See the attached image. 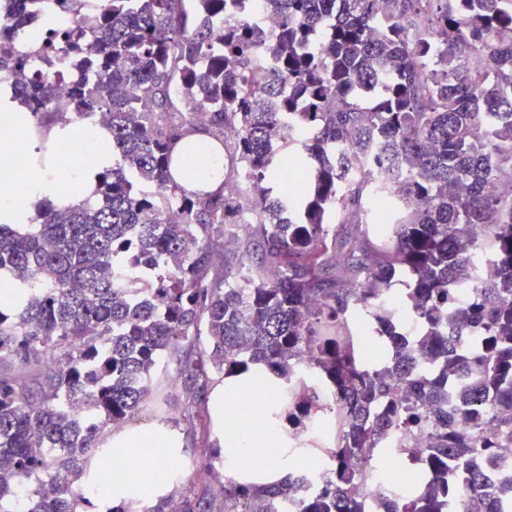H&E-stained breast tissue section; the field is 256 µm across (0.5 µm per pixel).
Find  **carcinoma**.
<instances>
[{"label": "carcinoma", "mask_w": 512, "mask_h": 512, "mask_svg": "<svg viewBox=\"0 0 512 512\" xmlns=\"http://www.w3.org/2000/svg\"><path fill=\"white\" fill-rule=\"evenodd\" d=\"M23 2L4 5L0 76L31 112V168L56 151L53 129L83 125L85 109L103 117L112 163L82 201L46 199L31 223H0V286L10 289L0 363L20 370L0 373V512H13L17 490L27 512H78L77 479L100 432L139 409L164 358L190 408L176 427L204 420L212 370L286 395L309 365L321 384L310 402L329 396L342 422L332 478L302 512H359L364 449L396 425L374 406L397 379L410 386L411 421L426 415L421 394L462 380L458 410L472 428L512 443V196L493 186L512 174V0H267L281 17L272 32L222 23L248 0H96L87 28L51 34L35 56L11 48ZM90 65L98 80L56 97L54 77ZM194 129L224 146L217 191L177 180L197 164L191 146L177 149ZM274 134L287 151L272 147ZM392 159L404 177L390 187L380 175ZM241 178L255 223L239 236ZM171 206L178 224L164 221ZM476 253L498 264V279L475 278ZM401 272L408 308L429 321L418 344L393 352L384 341L366 354L339 343L373 297L368 283ZM457 288L476 299L445 328L439 312ZM474 320L490 340L471 358L457 338ZM203 338L208 349L194 353ZM424 360L442 361V373L416 371ZM435 424L430 469L416 481L461 474L464 512H502L472 436L450 416ZM304 483L226 479L224 512H277ZM437 507L427 495L385 512ZM143 512L213 507L188 482Z\"/></svg>", "instance_id": "cac0c4a2"}]
</instances>
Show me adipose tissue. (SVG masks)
Returning <instances> with one entry per match:
<instances>
[{
    "instance_id": "adipose-tissue-1",
    "label": "adipose tissue",
    "mask_w": 512,
    "mask_h": 512,
    "mask_svg": "<svg viewBox=\"0 0 512 512\" xmlns=\"http://www.w3.org/2000/svg\"><path fill=\"white\" fill-rule=\"evenodd\" d=\"M19 146L13 137H0V222L5 224H26L36 214V206L43 199L62 201L63 185L75 187L80 197H87L98 180L94 168L75 165L70 157L56 155L53 161L41 171L37 181L20 182L12 169L11 159ZM214 422L222 443V454L218 466L223 474L233 480L266 485L285 479L295 466L294 458L287 449L279 445L280 430L277 425H267L263 432L251 440L248 447H234L237 437L235 427L224 423V390L216 388L212 398ZM155 451L147 458L138 474H131L124 461L135 452L132 444L135 430L117 431L107 436L104 447L111 451V463L102 467L90 463L80 478L86 489V502L78 512H109L116 506L138 507L142 498L140 489L152 485L159 495L171 494L174 483L153 485L152 471L166 465L168 459L179 457L178 436L162 428L153 429Z\"/></svg>"
}]
</instances>
